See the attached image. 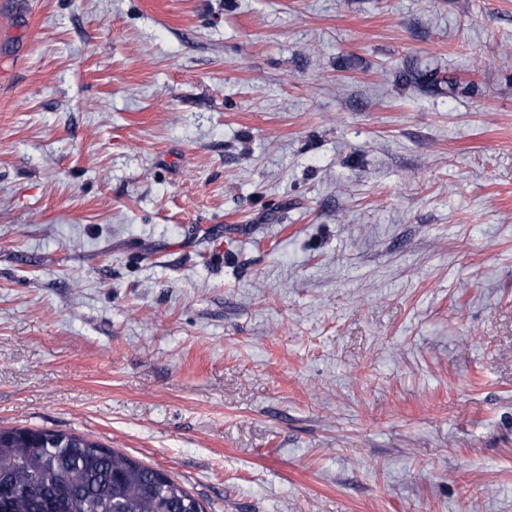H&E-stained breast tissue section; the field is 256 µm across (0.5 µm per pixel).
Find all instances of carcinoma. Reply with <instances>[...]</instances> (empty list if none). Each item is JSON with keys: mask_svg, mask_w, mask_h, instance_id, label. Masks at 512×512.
<instances>
[{"mask_svg": "<svg viewBox=\"0 0 512 512\" xmlns=\"http://www.w3.org/2000/svg\"><path fill=\"white\" fill-rule=\"evenodd\" d=\"M405 78L443 91L445 77ZM0 512H205L166 472L82 435L0 428Z\"/></svg>", "mask_w": 512, "mask_h": 512, "instance_id": "1", "label": "carcinoma"}]
</instances>
